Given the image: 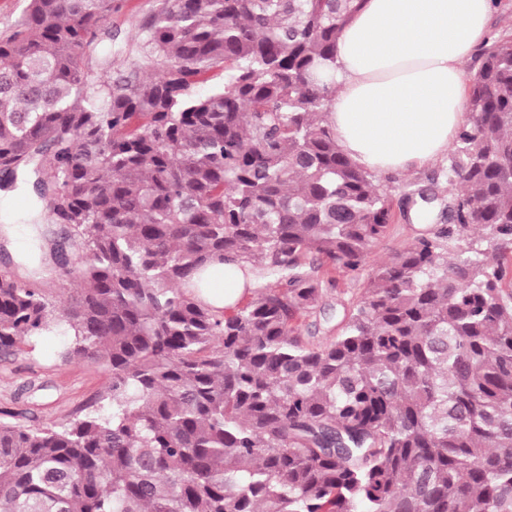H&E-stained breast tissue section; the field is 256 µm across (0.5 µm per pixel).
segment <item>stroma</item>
Here are the masks:
<instances>
[{
  "label": "stroma",
  "instance_id": "stroma-1",
  "mask_svg": "<svg viewBox=\"0 0 512 512\" xmlns=\"http://www.w3.org/2000/svg\"><path fill=\"white\" fill-rule=\"evenodd\" d=\"M160 3L161 0H123L122 8L105 22V29L112 34L113 73L150 75L142 25ZM446 167L442 161L408 174L383 175L379 182L396 201L409 191L437 186L441 194L435 207L440 210L456 191L444 176ZM368 274L365 268L349 275L325 270V278L334 280L335 285L327 290L317 308L302 317V336L318 339L338 335L343 313L362 295ZM63 343V337L47 333L24 345L18 354L0 357V410L16 413L27 427L39 428L69 418L103 392L111 379L110 371L84 363H62Z\"/></svg>",
  "mask_w": 512,
  "mask_h": 512
}]
</instances>
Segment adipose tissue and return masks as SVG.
Returning <instances> with one entry per match:
<instances>
[{"label": "adipose tissue", "instance_id": "1", "mask_svg": "<svg viewBox=\"0 0 512 512\" xmlns=\"http://www.w3.org/2000/svg\"><path fill=\"white\" fill-rule=\"evenodd\" d=\"M493 0H363L336 43L330 123L361 169L407 172L441 159L466 127L461 65L488 36ZM249 264L214 263L194 293L213 311L253 295Z\"/></svg>", "mask_w": 512, "mask_h": 512}]
</instances>
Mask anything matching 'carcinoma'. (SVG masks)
Instances as JSON below:
<instances>
[{"label":"carcinoma","instance_id":"obj_1","mask_svg":"<svg viewBox=\"0 0 512 512\" xmlns=\"http://www.w3.org/2000/svg\"><path fill=\"white\" fill-rule=\"evenodd\" d=\"M361 2L163 0L145 79L85 67L122 0H29L0 40V168L36 167L43 266L75 285L1 269L0 354L54 329L112 373L70 419H0V512H512V35L470 77L448 223L373 267L340 335L299 336L322 265L361 270L394 219L329 121ZM235 259L259 285L217 314L187 284ZM4 266H7L9 270L19 279L36 280L39 288L42 289L46 297L49 298V300H51L52 302L57 301L59 298L65 297L67 294L62 290L61 282L51 275H47L40 278H30L32 276V270L27 271L26 274L23 275L18 271L16 264H12V262L8 258L6 260V264H0V269L1 267L3 269Z\"/></svg>","mask_w":512,"mask_h":512}]
</instances>
